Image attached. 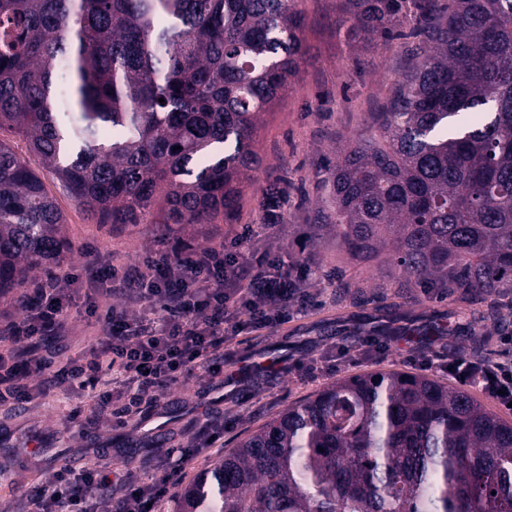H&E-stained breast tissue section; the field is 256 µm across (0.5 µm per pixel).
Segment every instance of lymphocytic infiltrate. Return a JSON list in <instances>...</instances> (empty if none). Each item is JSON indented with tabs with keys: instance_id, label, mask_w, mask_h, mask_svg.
I'll list each match as a JSON object with an SVG mask.
<instances>
[{
	"instance_id": "1",
	"label": "lymphocytic infiltrate",
	"mask_w": 512,
	"mask_h": 512,
	"mask_svg": "<svg viewBox=\"0 0 512 512\" xmlns=\"http://www.w3.org/2000/svg\"><path fill=\"white\" fill-rule=\"evenodd\" d=\"M282 221L273 205L262 224L238 225L217 246L122 265L100 253L80 272L60 264L30 280L18 299L22 316L0 320V400L29 401L76 386L89 391L101 424L124 428L131 407L146 421L160 392L180 379L205 378L223 388L225 379L237 377L226 369V343L284 323L313 302L306 288L310 266L283 268L281 241L269 234ZM76 296L85 299L95 336L71 358L69 308ZM102 296L119 303L100 309ZM448 374L500 404L512 403V359L475 358L461 347L448 360ZM202 416L210 437L187 433L175 464L158 478L146 482L128 472L113 479L93 469L61 468L27 499L35 512H98L105 501L114 512H151L185 477L187 463L203 457L223 431V419L207 410Z\"/></svg>"
}]
</instances>
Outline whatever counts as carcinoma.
Returning a JSON list of instances; mask_svg holds the SVG:
<instances>
[{
	"label": "carcinoma",
	"mask_w": 512,
	"mask_h": 512,
	"mask_svg": "<svg viewBox=\"0 0 512 512\" xmlns=\"http://www.w3.org/2000/svg\"><path fill=\"white\" fill-rule=\"evenodd\" d=\"M340 6L350 47L401 35L406 0ZM417 10L407 70L339 151L326 228L407 284L512 294V0ZM303 28L292 0H0V130L38 161L0 140V297L67 250L46 173L98 224L231 219ZM175 505L512 512V422L426 375H349L249 431Z\"/></svg>",
	"instance_id": "obj_1"
}]
</instances>
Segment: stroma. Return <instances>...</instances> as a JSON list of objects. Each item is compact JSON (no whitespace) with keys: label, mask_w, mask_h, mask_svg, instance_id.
<instances>
[{"label":"stroma","mask_w":512,"mask_h":512,"mask_svg":"<svg viewBox=\"0 0 512 512\" xmlns=\"http://www.w3.org/2000/svg\"><path fill=\"white\" fill-rule=\"evenodd\" d=\"M296 6L306 18L305 55L289 90L261 120L258 141L263 162L256 186L243 192L235 221L263 223L261 188L273 185L282 191L281 256L288 262L310 264L315 272L309 283L315 304L262 337L245 333L226 345L225 355L246 368V379L238 387L225 388L216 410L229 425L207 457L188 463L190 481L248 430L340 377L391 369L420 372V365L407 360L405 340L399 336L386 337L382 354L336 366L337 343L357 346L360 337L373 334L372 319L407 314L422 324L427 317L448 314L459 306L440 291L399 287L381 261L350 260L335 237L318 228L332 209L330 170L340 147L368 135L370 112L386 101L405 69L412 46L406 34L416 24L414 14L403 16L402 36L352 49L336 31L338 0H296ZM45 185L66 215L70 249L65 260L72 266L89 261L95 250L111 253L120 263L170 251V244L158 242L157 226L130 224L115 229L94 223L55 179L46 178ZM318 356L324 359L321 372L307 375L306 364ZM273 358L281 366L275 378L255 375V364ZM203 390L202 381L194 378L171 386L150 422L155 430L151 436L99 425L88 408L86 392L77 388L57 389L24 405L0 402V512H28L27 490L47 482L60 460L76 454L83 444H108V457L89 458L87 467L150 477L160 466V448L174 446ZM77 404L85 407L82 416L67 422L69 409Z\"/></svg>","instance_id":"stroma-1"}]
</instances>
